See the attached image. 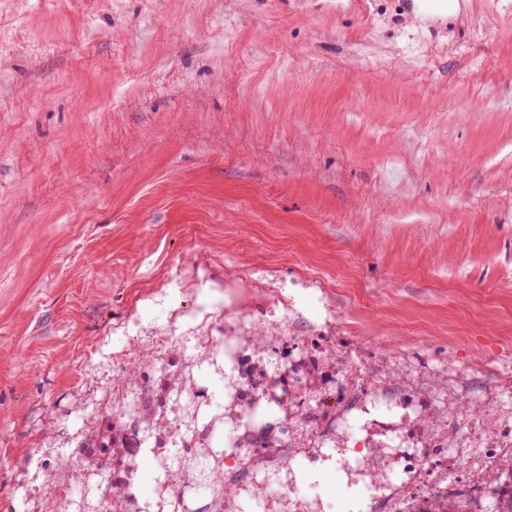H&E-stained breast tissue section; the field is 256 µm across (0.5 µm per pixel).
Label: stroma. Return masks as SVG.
I'll return each instance as SVG.
<instances>
[{"instance_id": "stroma-1", "label": "stroma", "mask_w": 512, "mask_h": 512, "mask_svg": "<svg viewBox=\"0 0 512 512\" xmlns=\"http://www.w3.org/2000/svg\"><path fill=\"white\" fill-rule=\"evenodd\" d=\"M231 334L258 378L304 358L266 406L303 454L204 512H369L469 390L512 471V0H0V512L103 480L171 512L183 451L230 470ZM330 393L357 425L317 452Z\"/></svg>"}]
</instances>
